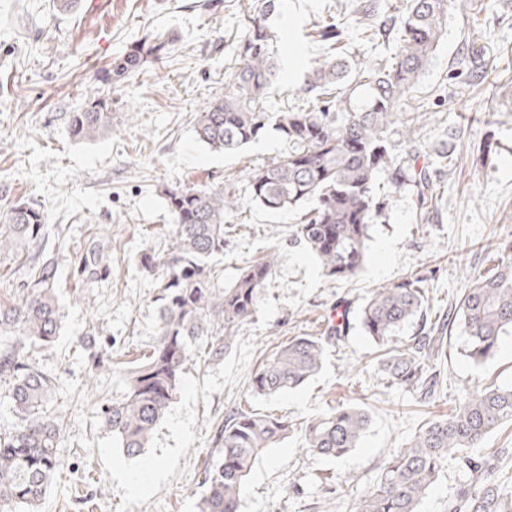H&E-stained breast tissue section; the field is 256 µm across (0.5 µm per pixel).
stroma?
I'll return each mask as SVG.
<instances>
[{
  "instance_id": "stroma-1",
  "label": "stroma",
  "mask_w": 512,
  "mask_h": 512,
  "mask_svg": "<svg viewBox=\"0 0 512 512\" xmlns=\"http://www.w3.org/2000/svg\"><path fill=\"white\" fill-rule=\"evenodd\" d=\"M91 2L78 0L60 14L52 0H0V211L26 200L45 213L49 237L31 244L28 255L54 265L63 313L59 336L31 355L35 367L57 379L50 410L60 426L62 465L41 512H196L203 466L216 457L225 415L242 403L287 418L295 429L255 462L240 512H345V492L371 487L423 424L481 385H512V333L476 365L462 354L465 333L457 325L443 363L448 386L421 402L390 386L375 359L377 345L357 321L373 288L409 275L426 277L434 311L447 309L468 287V273L488 267L496 246L512 241V0H463L449 14L414 98L424 104V135L452 148L455 163L437 176L439 198L428 223L415 220L412 190L398 194L372 229L364 267L341 283L323 277L310 252L291 242L303 207L269 212L249 198L251 168L281 153L282 141L268 135L223 154L196 138V116L223 96L245 33L242 0H111L98 14ZM359 2L283 0L272 28L298 62L272 88L270 110L302 104L304 75L326 54L317 26L352 13ZM158 32L177 39L168 57L123 83L104 82L114 57ZM468 53L481 58L482 68L462 70ZM93 88L114 102L112 127L78 140L68 117ZM451 126L459 129L453 140ZM220 184L232 187L242 205L223 253L212 260L218 284L230 286L268 249H275L277 264L223 361L190 357L149 447L126 458L102 416L125 391L122 363L157 340L158 282L137 257L166 247L172 221L163 186ZM339 305L349 308L350 327L307 385L254 395L251 377L277 347L292 336L320 335ZM86 335L105 360L96 371ZM354 401L371 416L358 447L338 461L307 452L302 425ZM153 463L158 469L146 487L132 490L131 478Z\"/></svg>"
}]
</instances>
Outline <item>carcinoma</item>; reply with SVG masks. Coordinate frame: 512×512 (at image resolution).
<instances>
[{
	"instance_id": "1",
	"label": "carcinoma",
	"mask_w": 512,
	"mask_h": 512,
	"mask_svg": "<svg viewBox=\"0 0 512 512\" xmlns=\"http://www.w3.org/2000/svg\"><path fill=\"white\" fill-rule=\"evenodd\" d=\"M247 31L237 44L239 66L224 86V96L198 113L197 139L215 151L233 152L274 130L287 149L251 170L249 194L271 212L312 203L295 225V239L316 258L331 281L354 278L366 259L367 240L394 195L413 187L419 223L437 203L434 178L453 158L437 150L421 151L425 140L412 106V92L430 63L455 7V0H403L394 56L353 68L336 53L350 22L318 28L329 49L305 80L306 103L270 112L266 99L281 79L280 47L268 20L282 0H246ZM174 37H142L115 58L107 79L120 82L146 64L171 54ZM112 125V99L97 92L69 114V130L78 140H93ZM410 146L398 160L395 146ZM390 174L385 197L378 175ZM163 196L172 230L165 254L154 262L142 254L145 269L162 270L156 345L142 363L124 371L122 400L106 407L103 423L124 455L136 458L176 397L183 366L194 352L204 363L224 360L238 331L253 316L277 261L275 252L241 268L234 284L215 283L211 258L224 252L227 218L240 208L231 189L166 187ZM46 218L35 206L17 202L0 212V257L18 256L40 240ZM493 268L472 275L454 310L438 315L419 335L401 346L391 337L429 311L427 279L409 276L372 291L361 308L362 328L380 348L379 365L390 385L408 388L429 402L444 389L440 367L446 340L456 320L468 336L466 357L479 363L493 355L500 337L512 332V244L496 248ZM55 270L44 262L31 268L26 296L0 302V379L8 382L3 405L17 419L0 432V509L40 512L59 467L58 424L49 405L56 378L34 367L28 350L51 344L61 329L54 294ZM343 324H329L318 336H294L252 376L251 390L271 396L305 385L322 367ZM368 411L357 403H339L304 426L307 451L337 460L356 448L368 429ZM512 423V386L490 384L465 398L448 415L419 429L391 455L372 488L346 495L349 512H419V505L440 473L455 468L463 479L448 500V512H512V474L500 457L483 451L486 438ZM288 419L237 409L224 419L218 456L204 470L205 491L198 512H238L242 492L256 458L288 438Z\"/></svg>"
}]
</instances>
